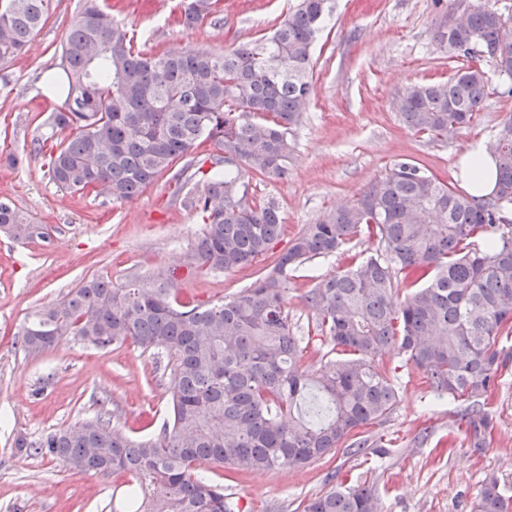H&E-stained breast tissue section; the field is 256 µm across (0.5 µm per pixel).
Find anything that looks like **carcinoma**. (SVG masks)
<instances>
[{"label": "carcinoma", "mask_w": 512, "mask_h": 512, "mask_svg": "<svg viewBox=\"0 0 512 512\" xmlns=\"http://www.w3.org/2000/svg\"><path fill=\"white\" fill-rule=\"evenodd\" d=\"M51 2L0 0L1 65L25 49ZM217 2L188 0L179 26L206 23ZM327 3L299 0L272 35L228 52L155 55L99 0H80L60 51L65 100L45 119L53 131H72L49 154L50 180L120 203L169 172L183 206L204 215L184 267L229 272L256 263L283 218L274 202L250 203L236 192L246 171L288 174V134L313 95L312 52ZM507 22L512 15L498 0H481L466 28L438 30L448 57L462 55L469 65L407 90L397 103L407 128L439 138L468 125L489 94L487 65L512 95V42L499 41ZM205 142L212 151L201 155ZM489 154L497 170L492 197L455 191L416 163L396 161L355 200L307 225L270 271L211 306L178 303L177 271L168 268L151 287L93 277L34 311L21 337L28 353L60 336L166 353L170 413L154 440H134L101 415L36 440L19 435L15 447L79 472L130 476L135 512H235L224 486L196 473L198 466L283 470L341 448L386 453L360 431L395 410L398 394L380 359L396 346L435 392L467 402L472 451L483 453L493 428L483 400L498 385L507 360L499 339L512 327V231L503 227L512 205V137L495 139ZM0 232L50 240L8 199L0 200ZM361 236L376 248L354 254L346 270L303 296L339 355L311 372L291 329L288 270ZM411 276L423 285L398 299L395 282ZM379 501L372 484L341 483L306 500L302 512H380ZM473 512H512L506 481L487 475Z\"/></svg>", "instance_id": "obj_1"}]
</instances>
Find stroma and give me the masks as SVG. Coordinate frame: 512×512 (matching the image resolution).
Masks as SVG:
<instances>
[{"instance_id": "obj_1", "label": "stroma", "mask_w": 512, "mask_h": 512, "mask_svg": "<svg viewBox=\"0 0 512 512\" xmlns=\"http://www.w3.org/2000/svg\"><path fill=\"white\" fill-rule=\"evenodd\" d=\"M115 19L156 53H221L270 34L296 0H221L220 23L186 30L173 15L180 0H107ZM459 0H332L317 39L314 93L293 127L288 175L247 173L248 201L274 200L284 232L258 263L230 272L193 271L178 281L179 302L209 304L232 297L267 272L290 240L326 211L345 204L382 178L394 161L419 162L451 187L461 183L458 160L473 143L491 145L512 119V96L492 90L476 119L445 138L408 130L395 109L415 83L448 79L463 64L449 57L436 32ZM79 0H52L48 18L25 51L0 65V199L12 200L51 234L47 243L0 234V512H127V476L104 477L18 450V435L35 439L101 413L132 437L151 438L168 416L166 354L133 343L100 348L61 337L51 348L25 354L21 330L31 312L82 281L109 276L113 283L149 285L161 269L182 265L204 228L200 213L185 209L167 174L134 198L112 203L89 191L70 192L49 179L43 159L28 157L37 139L66 138L44 120L63 104L49 92L56 63ZM22 156L16 166L7 155ZM341 257L315 258L289 271L288 313L301 336L304 363L319 368L331 348L315 330L304 294L322 277L343 270ZM382 362L399 403L366 433L386 448L336 452L310 465L237 474L212 464L200 471L223 485L242 512H300L302 502L337 480L377 486L381 512H471L486 475L512 482V359L489 396L494 428L483 455L471 454L460 420L464 402L437 396L398 349Z\"/></svg>"}]
</instances>
